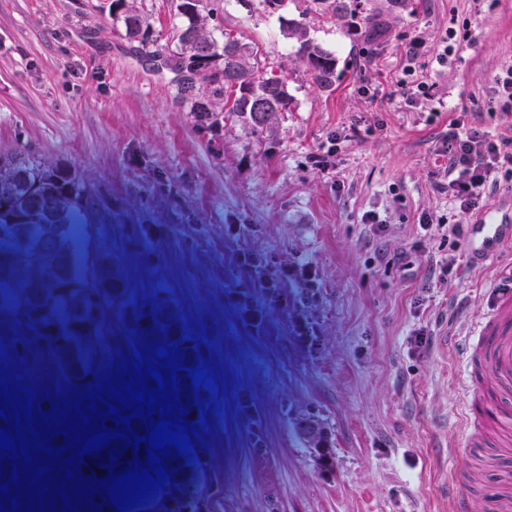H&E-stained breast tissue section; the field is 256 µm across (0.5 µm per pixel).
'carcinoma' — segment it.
I'll use <instances>...</instances> for the list:
<instances>
[{"label": "carcinoma", "mask_w": 512, "mask_h": 512, "mask_svg": "<svg viewBox=\"0 0 512 512\" xmlns=\"http://www.w3.org/2000/svg\"><path fill=\"white\" fill-rule=\"evenodd\" d=\"M200 2L180 0L178 15L186 23L178 27V46L174 50L155 45L149 23L126 0H112V16L114 22L124 26L139 53L147 58L161 57L173 70L195 64L193 46L186 35H194L199 42H211L212 59L199 63L201 79L215 97L213 107L221 106L243 118L247 100L229 87L216 58L227 48L245 50L238 74L239 88L245 87L258 97L273 94L276 111L261 121L272 126L276 113L288 111L291 104L285 82L261 70L254 49L232 33H222L221 43L212 38L200 22ZM313 2L339 20L359 19L370 31L372 41L382 27L380 14L363 8V0ZM285 29L298 43L297 52L307 79L326 88L322 78L335 74V54L310 38L300 22L289 20ZM85 205L84 188L67 167L32 151L0 152V264L10 266L12 272L10 277L0 276V325L15 327L23 345L46 350L52 363L73 384L91 382L93 360L108 334V314L115 308L130 314L134 344L139 351L150 355L153 348L169 345L176 349L178 357L185 358L186 366H199L200 345L196 337L189 335L180 305L159 291L135 296L113 254L102 248L92 251L94 225L86 223ZM102 261L112 268V284L108 287L94 281L93 269ZM177 383L183 388L180 401L192 410L188 415V422L192 423L199 419L203 387L193 389L185 371L177 377ZM300 433L312 447L327 450V432L319 421L302 420ZM166 459L176 469L170 481L175 486L174 505L168 512H200L204 462L197 458L188 465L172 453Z\"/></svg>", "instance_id": "cac0c4a2"}]
</instances>
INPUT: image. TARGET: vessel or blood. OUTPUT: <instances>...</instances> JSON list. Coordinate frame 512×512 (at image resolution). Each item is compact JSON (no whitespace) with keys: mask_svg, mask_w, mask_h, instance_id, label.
Masks as SVG:
<instances>
[{"mask_svg":"<svg viewBox=\"0 0 512 512\" xmlns=\"http://www.w3.org/2000/svg\"><path fill=\"white\" fill-rule=\"evenodd\" d=\"M512 243V224L498 210L485 213L478 223L469 225L467 244L477 260L496 259L505 243ZM481 347L499 389L498 395H486L479 381L465 383L469 400H480L479 419L483 428L496 432L506 457L504 467L510 475L498 484L488 498L487 512H512V290L497 295L492 311L482 317L471 335L462 341L464 350Z\"/></svg>","mask_w":512,"mask_h":512,"instance_id":"1","label":"vessel or blood"}]
</instances>
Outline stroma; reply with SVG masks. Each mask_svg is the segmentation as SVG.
Segmentation results:
<instances>
[{
  "label": "stroma",
  "mask_w": 512,
  "mask_h": 512,
  "mask_svg": "<svg viewBox=\"0 0 512 512\" xmlns=\"http://www.w3.org/2000/svg\"><path fill=\"white\" fill-rule=\"evenodd\" d=\"M127 3L158 46L175 47L178 0ZM367 6L387 23L373 51L311 0L274 13L202 0L208 30L248 43L288 86L289 111L255 128L234 112L197 122L172 75L113 23L112 0H0V151L32 150L76 174L96 246L136 295L181 305L216 380L191 441L205 463L202 512H450L452 482L484 512L496 479L484 449L463 445L454 344L492 307L512 245L476 265L466 239L421 223L476 220L440 190L439 151L465 112L512 131L495 88L512 66V0ZM286 19L335 54L331 88L306 79ZM410 66L430 95L408 97ZM368 213L382 232L363 224ZM451 252L468 272L443 285L430 261ZM286 264L307 267L314 287L286 279ZM132 344L129 315L111 312L94 371L120 368ZM0 364L20 387L67 383L8 325ZM305 417L325 424L329 461L300 435Z\"/></svg>",
  "instance_id": "stroma-1"
}]
</instances>
